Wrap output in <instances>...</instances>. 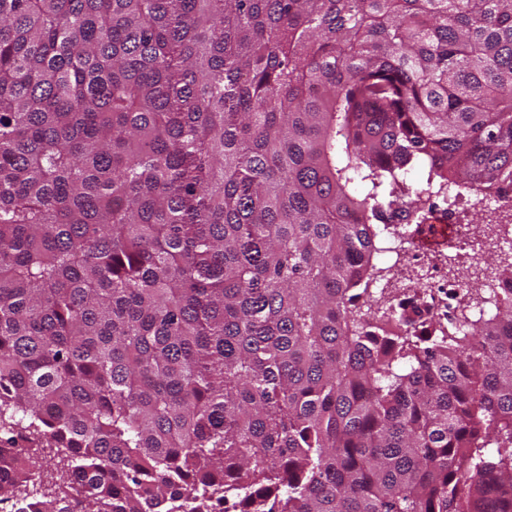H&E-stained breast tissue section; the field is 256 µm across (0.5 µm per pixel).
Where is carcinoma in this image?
<instances>
[{"instance_id":"obj_1","label":"carcinoma","mask_w":512,"mask_h":512,"mask_svg":"<svg viewBox=\"0 0 512 512\" xmlns=\"http://www.w3.org/2000/svg\"><path fill=\"white\" fill-rule=\"evenodd\" d=\"M512 191V0H0V500L512 512V263L375 305L388 226Z\"/></svg>"}]
</instances>
